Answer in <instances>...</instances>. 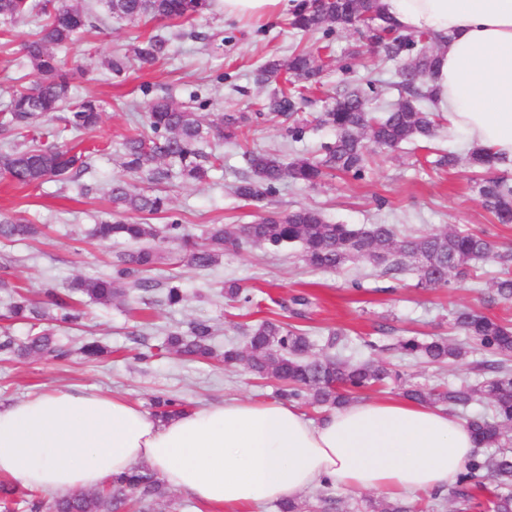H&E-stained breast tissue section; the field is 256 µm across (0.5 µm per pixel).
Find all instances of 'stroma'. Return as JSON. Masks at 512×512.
Instances as JSON below:
<instances>
[{"instance_id": "1", "label": "stroma", "mask_w": 512, "mask_h": 512, "mask_svg": "<svg viewBox=\"0 0 512 512\" xmlns=\"http://www.w3.org/2000/svg\"><path fill=\"white\" fill-rule=\"evenodd\" d=\"M33 30L26 20L0 24V108L29 72L21 45ZM150 32L167 34L166 55L151 65L132 66L121 76L110 75L103 66L105 58L128 51L137 34ZM211 34L217 35L218 44H206ZM297 41L284 19L228 20L223 11L214 9L170 29L156 21L132 24L110 19L60 52L62 65L74 73L80 93L104 105L100 125L70 142L74 152H92L91 167L79 182L69 184L47 181L22 188L0 175V215L26 218L43 230L34 240L0 244V279L22 286L28 297L41 301L45 289L64 294L74 278L107 275L116 256L132 246L122 240L101 244L90 240L87 231L112 210L107 191L123 175L117 160L120 143L142 126L146 103L163 95L186 102L196 93L208 100L213 112L252 111L254 102L268 93L254 83V69L269 57L288 56ZM379 76L368 60L349 71L329 66L323 77L325 92L304 107V117L323 110L326 94ZM333 139L331 129L310 124L304 140L293 143L279 123L258 119L244 128L238 144L219 145L224 166L212 171L208 183L189 186L175 180L163 185L170 211L155 222L162 225L176 218L199 236L216 224L232 229L273 212L285 214L306 206L318 209L332 223L399 224L409 234L452 227L483 230L499 251H512V224L495 223L482 208L466 166L433 169L425 161L426 149L418 143L377 157L358 180L339 173L315 187L286 184L257 205L234 194L233 185L245 168L242 146L290 158L320 153ZM160 249L163 258L149 276L163 285L178 281L184 292L182 303L156 305L134 292L114 299L108 307L81 302L85 319L78 334L99 340L107 356L93 362L78 355L66 361L38 356L0 360V404L49 387L117 394L147 414L152 411L151 397L159 393L190 407L235 397L276 400V381L258 379L244 366H224L218 357L188 361L162 349L167 331H187L196 320L213 324L217 353L227 345L242 344L246 328L266 319L296 325L314 337L343 332L357 352L366 339L388 344L401 335L448 333L450 313L462 307L512 320V304L488 302L491 281L500 271L492 261L475 263L453 288L426 289L418 287L413 273L392 279L360 260L336 271L314 270L303 262L297 245L277 252L259 247L227 251L208 271L180 262L179 250L168 244ZM228 280L250 289L251 303L226 302L222 288ZM355 280L362 282V289L352 288ZM296 294L310 298L297 316L282 308ZM381 358L422 385L475 376L469 361L438 368L390 352Z\"/></svg>"}]
</instances>
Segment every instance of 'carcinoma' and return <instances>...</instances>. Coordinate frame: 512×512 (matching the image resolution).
<instances>
[{
	"label": "carcinoma",
	"instance_id": "carcinoma-1",
	"mask_svg": "<svg viewBox=\"0 0 512 512\" xmlns=\"http://www.w3.org/2000/svg\"><path fill=\"white\" fill-rule=\"evenodd\" d=\"M112 16L131 23L142 20L174 23L191 19L212 9V0H105ZM36 17L39 24L24 44L25 57L35 72L29 87L14 93L0 113V125L9 130L29 129L40 119H52L63 110L62 132L78 135L98 125L103 107L91 97L76 95L68 73L62 70L58 51L79 35L94 28L92 11L68 0H0V19L17 21ZM289 27L301 37L331 32L357 36L348 50L356 60L367 53V43L377 45L376 54L384 65L395 66L397 80L389 83L397 91L391 104L378 103L380 85L368 82L336 95L334 102L318 113L316 122L335 131L333 142L314 157L286 160L277 152L247 149L242 153L246 170L233 186L234 194L246 201L262 202L286 183L315 186L334 172L360 179L369 165V147L394 149L403 143L432 141L440 127L441 115L429 85L437 67L436 38L428 32H407L397 27L383 12L378 0H301L294 6ZM168 39L156 34L145 40L135 36L129 53L106 61L109 72L120 75L132 62L152 64L165 56ZM327 61L307 45L284 59L273 58L254 75L259 86L276 84L260 101L255 112L217 113L204 118L194 108L171 96L158 97L146 105L149 133L124 137L120 166L130 175L153 187L177 178L185 184L203 183L223 156L212 151V142L237 143L243 129L254 120L271 115L285 125L288 138H304L306 122L298 118L307 91L320 88ZM434 165L454 168L466 163L473 169V182L481 204L499 224L512 223V177L509 162L487 148L473 147L461 157L453 151L435 149ZM87 157L68 148H45L31 139L21 149L10 146L0 151V173L22 186L47 179L60 183L79 180L88 170ZM115 211L156 216L167 211V198L154 192L137 191L127 181L112 182L107 191ZM37 234L22 217L0 218V239L21 241ZM91 236L110 241L122 238L136 249L118 257L112 273L103 278H77L71 291L89 302L107 306L120 293L116 284L125 282L146 294L158 283L143 276L161 258L160 251L147 245L161 240L185 250L187 266L204 271L213 266L219 252L240 251L247 246L280 248L298 243L302 258L316 270L332 271L352 259L382 268L394 277L414 272L420 288H449L452 278L462 276L472 263L492 255V243L483 232L452 229L416 236H400L393 224H372L355 229L348 224H330L322 214L299 207L285 216L268 215L258 223L232 230L220 225L207 233V243H190L185 225L176 220L157 227L146 222L100 219ZM0 288L16 295L10 304L11 317L31 325L25 341L18 343L9 333L0 336V353L15 356L40 355L64 360L70 357L68 344L55 332L79 324L83 312L65 298L47 291L48 303L34 302L16 290V285L0 280ZM224 296L235 302H250L247 289L236 281L224 283ZM491 300L512 301V274L504 273L492 283ZM59 313L49 316L47 305ZM50 319L54 326L36 330ZM453 328L464 336L450 340L435 336L398 337L395 348L406 358L444 364L465 360L479 351L483 359L475 364L480 379L449 384L444 389H426L403 384V397L426 405H441L465 416L475 436L478 450L448 489V499L457 512H512V323L463 309L454 313ZM213 326L201 320L192 323L188 335L169 332L163 344L184 356L197 359L213 355ZM313 343L304 330L285 322L265 320L246 331L245 345L224 349V364L244 363L261 377L285 384L282 395L297 405L340 407L361 392L390 380L400 379L386 364L369 356L356 360L344 354L346 345L332 332L321 354L310 355ZM161 418L182 412L176 400L153 399ZM135 495L142 512L168 495L165 484L150 470L135 469L113 477L101 492L80 493L55 501L53 512H120Z\"/></svg>",
	"mask_w": 512,
	"mask_h": 512
}]
</instances>
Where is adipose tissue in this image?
I'll return each mask as SVG.
<instances>
[{
    "label": "adipose tissue",
    "instance_id": "adipose-tissue-1",
    "mask_svg": "<svg viewBox=\"0 0 512 512\" xmlns=\"http://www.w3.org/2000/svg\"><path fill=\"white\" fill-rule=\"evenodd\" d=\"M443 42L431 87L451 127L512 160V0H381ZM289 0H221L225 18L275 20ZM475 449L447 410L358 400L310 422L294 404L235 398L156 419L123 397L50 389L0 407V476L65 497L146 468L217 512H252L332 480L405 498L447 490Z\"/></svg>",
    "mask_w": 512,
    "mask_h": 512
}]
</instances>
